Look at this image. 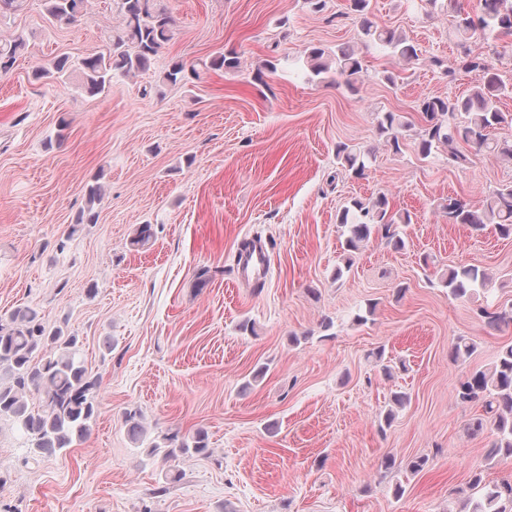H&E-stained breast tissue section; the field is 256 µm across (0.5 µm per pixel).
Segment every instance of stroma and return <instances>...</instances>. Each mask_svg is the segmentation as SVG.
<instances>
[{"instance_id": "stroma-1", "label": "stroma", "mask_w": 512, "mask_h": 512, "mask_svg": "<svg viewBox=\"0 0 512 512\" xmlns=\"http://www.w3.org/2000/svg\"><path fill=\"white\" fill-rule=\"evenodd\" d=\"M166 5L175 29L164 54L95 96L78 74L33 73L106 51L118 0H89L87 18L69 26L42 0L0 11V41H28L0 75V315L36 307L46 327L78 336L100 378V415L64 453L29 452L13 419L0 418V512H464L459 491L475 470L512 479V461L487 457L491 435L467 431L482 404L456 398L466 374L512 345V323L492 330L479 315L512 308V237L449 223L438 205L480 203L512 182V164L476 155L461 168L447 148L418 152V101L465 94L474 81L430 63H455L454 13L446 0H371L379 24L421 53L404 63L362 48L353 95L335 74L314 77L305 58L313 45L358 43L347 0L318 13L305 0ZM227 49L238 70L162 80L170 58ZM269 60L275 72L255 81ZM387 111L411 123L397 153L377 131ZM341 142L373 150L363 178H336ZM92 185L103 190L98 218L81 225ZM379 193L411 215L405 247L376 238L345 267L336 215ZM146 223L154 239L133 245ZM249 239L269 251L259 289L236 272ZM463 265L484 269L488 289L452 296L440 277ZM245 321L254 333L240 331ZM461 337L476 349L456 361ZM395 391L409 403L394 406ZM130 409L147 428L139 443L127 435ZM199 429L211 457L149 456L165 434ZM416 457L428 463L413 473Z\"/></svg>"}]
</instances>
